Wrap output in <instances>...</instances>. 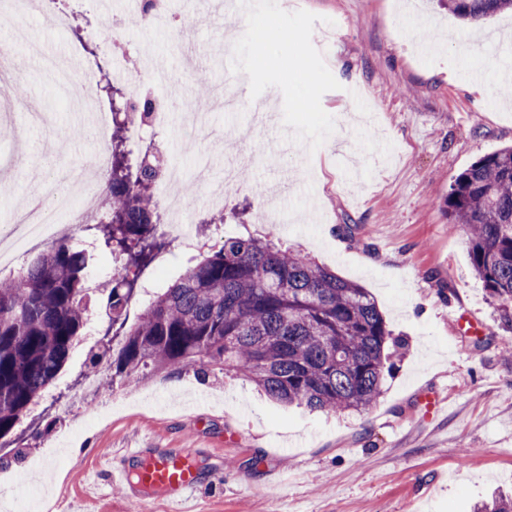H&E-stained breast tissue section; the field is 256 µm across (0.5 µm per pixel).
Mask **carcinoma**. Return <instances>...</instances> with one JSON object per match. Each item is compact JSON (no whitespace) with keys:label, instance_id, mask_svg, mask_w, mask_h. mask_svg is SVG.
<instances>
[{"label":"carcinoma","instance_id":"obj_1","mask_svg":"<svg viewBox=\"0 0 512 512\" xmlns=\"http://www.w3.org/2000/svg\"><path fill=\"white\" fill-rule=\"evenodd\" d=\"M512 10V0H448L457 17L479 22ZM112 99V167L95 224L96 243L120 266L101 289L112 311L102 341L87 353L112 380L191 371L233 372L269 398L321 412L367 410L381 394L392 332L367 289L301 252L251 234L230 237L155 294L137 322L127 305L139 274L164 247L153 189L158 167L131 163L127 114H146L151 97L126 101L95 64ZM439 207L448 227L466 230L471 265L490 293L512 300V146L475 160L453 179ZM87 250L60 239L10 279L0 281V441L52 386L90 322ZM475 512H512V495H494Z\"/></svg>","mask_w":512,"mask_h":512}]
</instances>
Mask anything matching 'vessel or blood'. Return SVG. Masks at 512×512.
<instances>
[{"mask_svg":"<svg viewBox=\"0 0 512 512\" xmlns=\"http://www.w3.org/2000/svg\"><path fill=\"white\" fill-rule=\"evenodd\" d=\"M211 454V449L189 444L180 448H129L109 459L106 476L126 487L133 507L159 496L171 505L172 512H181L182 505L208 484L209 476L200 460Z\"/></svg>","mask_w":512,"mask_h":512,"instance_id":"obj_1","label":"vessel or blood"}]
</instances>
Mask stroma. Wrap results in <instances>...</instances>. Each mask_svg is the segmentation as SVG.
Returning a JSON list of instances; mask_svg holds the SVG:
<instances>
[{
	"label": "stroma",
	"instance_id": "stroma-1",
	"mask_svg": "<svg viewBox=\"0 0 512 512\" xmlns=\"http://www.w3.org/2000/svg\"><path fill=\"white\" fill-rule=\"evenodd\" d=\"M208 2L177 6L197 64L165 31L141 26L127 35L134 73L146 89L192 103L203 72L242 99L263 97L274 117L210 111L204 134L178 124L155 133L186 173L181 195H200L198 152L212 151L216 171L238 166L244 189L226 208L255 221L225 222L212 244L249 231L309 254L367 288L408 347L363 413L284 407L246 378L202 382L188 372L99 391L101 411L68 443L67 418L24 417V443L0 460V507L31 493L13 478L37 459L49 468L44 496L65 512L88 502L93 512H129L124 490L93 479L100 453L142 441L213 450L205 467L214 485L197 512H472L490 494H511L512 354L501 344L512 339V302L475 275L467 235L449 229L439 203L459 172L512 145V95L499 77L512 58L502 46L512 13L476 25L438 0H277L273 11L254 0L275 34L260 56L253 17L229 0ZM24 89L55 127L28 126L0 216L34 192L48 156L78 164L100 146L64 139L70 105L39 65ZM274 209L282 223H269ZM464 313L477 327L460 322ZM426 388L446 397V414L419 403Z\"/></svg>",
	"mask_w": 512,
	"mask_h": 512
}]
</instances>
